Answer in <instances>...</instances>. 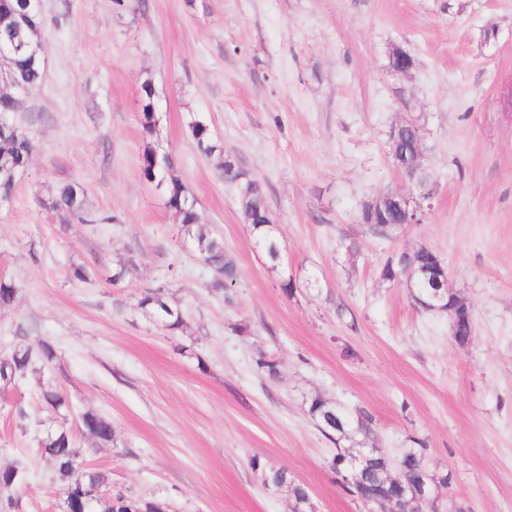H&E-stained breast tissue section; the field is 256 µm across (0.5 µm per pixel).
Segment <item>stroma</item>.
<instances>
[{
  "instance_id": "obj_1",
  "label": "stroma",
  "mask_w": 512,
  "mask_h": 512,
  "mask_svg": "<svg viewBox=\"0 0 512 512\" xmlns=\"http://www.w3.org/2000/svg\"><path fill=\"white\" fill-rule=\"evenodd\" d=\"M43 13L45 76L14 115L35 150L0 210V279L16 287L0 357L47 341L57 358L0 392V467L27 473L15 512H63L66 485L39 452L61 425L114 489L172 512H291L259 466L286 469L313 512H365L307 412L317 396L368 411L372 446L392 461L415 452L463 512H512V0H44ZM396 50L414 58L409 74L389 69ZM198 118L259 183L278 262L198 151ZM406 118L425 132L431 207L382 238L362 209L415 190L388 154ZM150 140L235 261L227 292L145 178ZM68 182L100 223L50 208ZM420 247L470 306L468 343L381 277ZM75 265L87 281L70 280ZM155 288L182 309L181 331L145 316ZM48 382L61 412L39 399ZM87 411L111 420L113 443L83 435Z\"/></svg>"
}]
</instances>
